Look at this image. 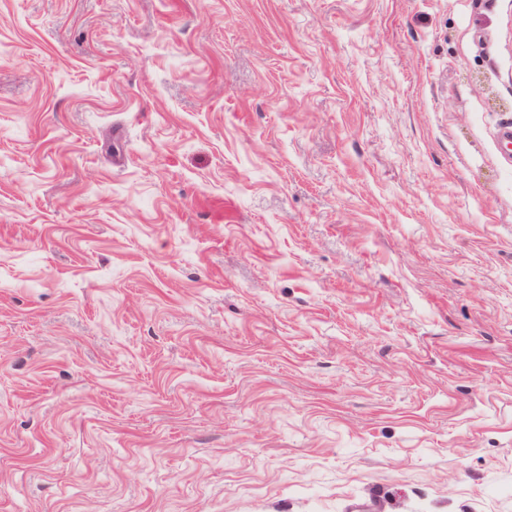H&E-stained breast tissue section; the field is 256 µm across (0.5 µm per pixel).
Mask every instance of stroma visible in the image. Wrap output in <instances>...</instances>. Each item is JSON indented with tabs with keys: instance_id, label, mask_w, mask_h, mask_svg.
<instances>
[{
	"instance_id": "stroma-1",
	"label": "stroma",
	"mask_w": 512,
	"mask_h": 512,
	"mask_svg": "<svg viewBox=\"0 0 512 512\" xmlns=\"http://www.w3.org/2000/svg\"><path fill=\"white\" fill-rule=\"evenodd\" d=\"M512 512V0H0V512Z\"/></svg>"
}]
</instances>
